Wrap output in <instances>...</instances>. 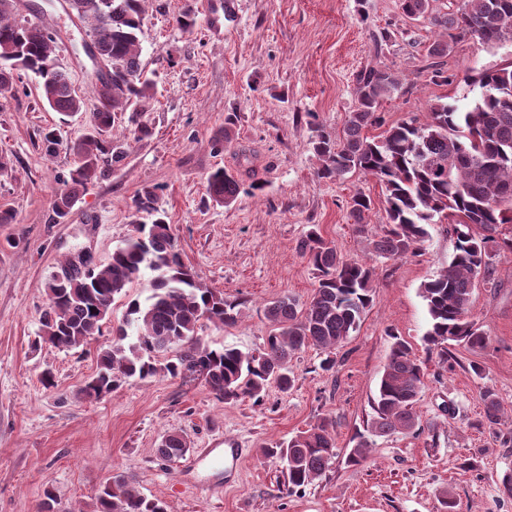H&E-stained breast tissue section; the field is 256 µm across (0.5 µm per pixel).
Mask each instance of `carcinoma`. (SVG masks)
<instances>
[{"mask_svg":"<svg viewBox=\"0 0 512 512\" xmlns=\"http://www.w3.org/2000/svg\"><path fill=\"white\" fill-rule=\"evenodd\" d=\"M144 2L73 0L96 53L111 63V69L98 77L105 99L98 100L93 129L67 146L77 167L70 188L54 200L60 217L67 215L78 191L98 176L103 158L113 164L123 160L124 152L112 145L116 114L144 112L152 99L153 82L143 77L140 63ZM433 2L400 0L405 15L422 18L439 30L428 48L431 62L426 72L433 84L450 83L445 58L459 38L471 36L491 46L512 39V0H462L452 13L435 10ZM55 50L48 27L19 22L14 0H0V94L13 89L14 71L23 70L37 77L41 98L50 109L64 115L81 111L83 102L68 74L54 62ZM471 85L479 93L469 105L438 99L428 104V122L410 118L370 138L363 131L385 124L380 104L402 83L389 67H367L356 76L357 106L349 113L343 138L336 140L319 130L313 142L318 177L335 179L359 171L384 187L386 222L378 230L366 223L371 198L361 193L352 198L351 214L374 256L387 260L418 256L434 218L452 219L453 259L422 287L430 316L426 342L443 355L450 341L472 349L486 345L487 336L467 319V313L477 280L488 281L492 274L488 244L495 241L499 225L512 223V63L479 70ZM208 184L213 199L226 206L239 193L235 178L222 169L210 175ZM155 202L153 188H141L132 205L136 233L113 251L107 264L62 280L53 276L46 283L40 338L57 349L71 350L100 335L114 299L127 295L130 285L150 272V295L143 303L137 298L128 302L112 344L100 350L97 375L82 388L87 398L110 394L132 377L163 373L200 375L226 403L243 397L258 401L273 381L284 391L291 388L288 362L298 351L311 344L332 351L345 343L371 304L374 267L344 260L313 225L297 244L317 275L310 302L301 306L285 295L268 303L265 316L271 331L257 354L234 347L211 349L199 341L198 326L204 320L236 324L240 303L224 299L182 262L172 225ZM142 213L152 216V222L140 223ZM174 345L181 346L180 353L166 357ZM424 376L409 344L394 341L371 400L367 426L372 434L416 431L420 426L416 403ZM483 401L488 423H499L501 407L495 395L486 391ZM186 449L181 435L167 433L157 452L173 461ZM263 454L284 465L288 487L309 485L336 457L332 423L324 419L263 449ZM95 512L167 510L162 501L141 495L118 474L99 490Z\"/></svg>","mask_w":512,"mask_h":512,"instance_id":"obj_1","label":"carcinoma"}]
</instances>
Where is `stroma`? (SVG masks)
<instances>
[{
	"label": "stroma",
	"mask_w": 512,
	"mask_h": 512,
	"mask_svg": "<svg viewBox=\"0 0 512 512\" xmlns=\"http://www.w3.org/2000/svg\"><path fill=\"white\" fill-rule=\"evenodd\" d=\"M203 3L147 0L141 67L155 97L140 119L149 133L129 137V113L117 114L113 134L125 157L104 166L66 217L56 216L53 203L75 167L67 146L93 126L99 85L83 48L86 25L58 7L42 16L56 61L84 103L74 117L43 104L27 74L0 96V210L14 215L0 224V512H39L48 490L66 512H95L96 494L118 474L167 512H512L502 485L512 474V422L488 424L483 401L492 391L512 412V253L494 252L491 281L473 290L468 317L486 333V346L451 341L447 359L428 353L422 286L454 256L451 224L441 217L429 225L420 256L372 259L350 203L359 193L370 197L368 223L384 224L380 183L358 172L318 178L311 144L319 126L342 136L365 67L386 66L402 79V91L381 103L386 124L411 116L424 122L432 100L466 105L465 77L511 63L512 45L461 39L449 59L454 82L435 85L425 68L436 31L403 15L399 0H235L217 33L205 25ZM186 12L196 19L190 32L176 24ZM219 168L240 184L228 206L208 189ZM146 185L156 189L183 262L241 304L235 325L202 322L198 337L208 347L257 352L271 330L269 301H310L316 278L297 243L311 225L344 259L372 262L371 305L331 356L333 368L323 369L324 350L303 348L289 363L293 388L269 385L258 403H227L203 377L163 373L85 398L99 347L111 343L128 300L150 290L135 281L113 302L101 336L60 350L37 339L45 286L79 250L107 263L133 233L131 201ZM397 337L425 367L421 428L371 437L365 460L347 463ZM47 370L49 388L41 383ZM322 418L335 423L336 456L320 479L289 490L263 450ZM169 432L182 434L192 452L224 438L241 441L250 455L235 482L205 494L185 481L183 460L158 456ZM449 499L454 509L446 508Z\"/></svg>",
	"instance_id": "obj_1"
}]
</instances>
